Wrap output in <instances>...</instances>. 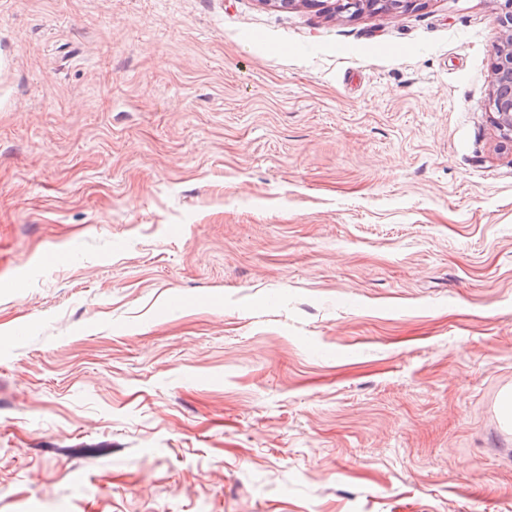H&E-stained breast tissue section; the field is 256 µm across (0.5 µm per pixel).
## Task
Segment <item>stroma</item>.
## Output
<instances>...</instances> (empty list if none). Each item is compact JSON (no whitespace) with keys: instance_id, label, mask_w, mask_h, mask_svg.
<instances>
[{"instance_id":"35a3bbf8","label":"stroma","mask_w":512,"mask_h":512,"mask_svg":"<svg viewBox=\"0 0 512 512\" xmlns=\"http://www.w3.org/2000/svg\"><path fill=\"white\" fill-rule=\"evenodd\" d=\"M499 0H0V512H512ZM319 11L336 13L346 18H355L369 11L373 15L392 12L403 13L415 8L420 0H301Z\"/></svg>"}]
</instances>
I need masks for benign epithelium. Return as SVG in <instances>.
<instances>
[{"mask_svg": "<svg viewBox=\"0 0 512 512\" xmlns=\"http://www.w3.org/2000/svg\"><path fill=\"white\" fill-rule=\"evenodd\" d=\"M318 10L355 18L369 11L374 15L403 13L418 5V0H302ZM501 36L493 64V90L486 103L492 123L502 139L512 143V0H502Z\"/></svg>", "mask_w": 512, "mask_h": 512, "instance_id": "7a95c632", "label": "benign epithelium"}]
</instances>
